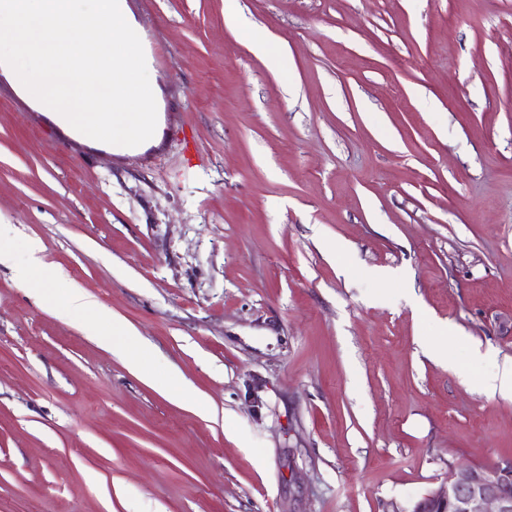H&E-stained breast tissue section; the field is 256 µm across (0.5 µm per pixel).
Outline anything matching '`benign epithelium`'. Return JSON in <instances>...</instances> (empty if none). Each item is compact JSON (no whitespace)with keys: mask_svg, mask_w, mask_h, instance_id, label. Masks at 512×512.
Returning <instances> with one entry per match:
<instances>
[{"mask_svg":"<svg viewBox=\"0 0 512 512\" xmlns=\"http://www.w3.org/2000/svg\"><path fill=\"white\" fill-rule=\"evenodd\" d=\"M414 512H512V463L453 466L443 490L425 496Z\"/></svg>","mask_w":512,"mask_h":512,"instance_id":"obj_1","label":"benign epithelium"}]
</instances>
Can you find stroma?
Segmentation results:
<instances>
[{"label":"stroma","instance_id":"stroma-1","mask_svg":"<svg viewBox=\"0 0 512 512\" xmlns=\"http://www.w3.org/2000/svg\"><path fill=\"white\" fill-rule=\"evenodd\" d=\"M127 3L164 100L143 154L0 75L13 250L149 345L131 370L0 266V512H412L512 461L479 385L512 360V0ZM243 34L252 48L261 55L274 70L288 71V55L262 33L254 29L243 30Z\"/></svg>","mask_w":512,"mask_h":512}]
</instances>
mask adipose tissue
I'll use <instances>...</instances> for the list:
<instances>
[{
    "label": "adipose tissue",
    "instance_id": "adipose-tissue-1",
    "mask_svg": "<svg viewBox=\"0 0 512 512\" xmlns=\"http://www.w3.org/2000/svg\"><path fill=\"white\" fill-rule=\"evenodd\" d=\"M12 231V225L0 224V265L12 268L22 287L44 290L55 275L42 256L41 245L32 243L25 258H17L8 244ZM59 307L62 315L81 322L88 335L96 337L103 348L112 351L130 368L140 369L141 356L147 348L143 337L135 328L101 307L89 292L80 287H67Z\"/></svg>",
    "mask_w": 512,
    "mask_h": 512
}]
</instances>
